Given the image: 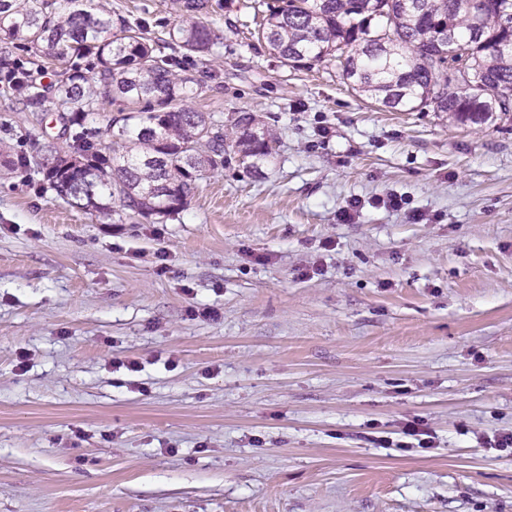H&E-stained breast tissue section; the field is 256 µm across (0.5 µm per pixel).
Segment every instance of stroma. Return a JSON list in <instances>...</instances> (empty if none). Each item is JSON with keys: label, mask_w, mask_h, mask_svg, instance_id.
I'll use <instances>...</instances> for the list:
<instances>
[{"label": "stroma", "mask_w": 512, "mask_h": 512, "mask_svg": "<svg viewBox=\"0 0 512 512\" xmlns=\"http://www.w3.org/2000/svg\"><path fill=\"white\" fill-rule=\"evenodd\" d=\"M218 2L211 56L175 72L275 154L160 223L0 166V512H512V453L483 443L512 433V123L378 106ZM42 140L0 94V153ZM416 418L435 447H381Z\"/></svg>", "instance_id": "35a3bbf8"}]
</instances>
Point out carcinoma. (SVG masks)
<instances>
[{
	"label": "carcinoma",
	"mask_w": 512,
	"mask_h": 512,
	"mask_svg": "<svg viewBox=\"0 0 512 512\" xmlns=\"http://www.w3.org/2000/svg\"><path fill=\"white\" fill-rule=\"evenodd\" d=\"M173 2L181 21L152 40L94 0H0V45L61 67L45 83L42 65L0 57L12 104L59 122L16 164L92 216L167 219L231 155L258 161L278 142L249 113L213 119L188 104L194 80L173 72L164 49L204 57L219 37L196 20L209 0ZM254 15L257 40L286 65L335 67L384 107H430L463 125L512 120V0H264ZM103 95L138 109L96 127Z\"/></svg>",
	"instance_id": "obj_1"
}]
</instances>
